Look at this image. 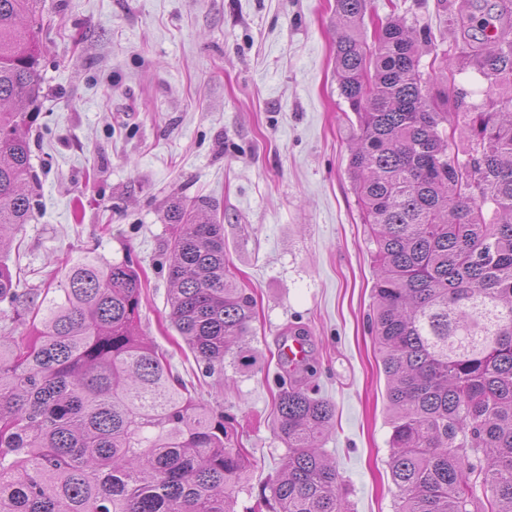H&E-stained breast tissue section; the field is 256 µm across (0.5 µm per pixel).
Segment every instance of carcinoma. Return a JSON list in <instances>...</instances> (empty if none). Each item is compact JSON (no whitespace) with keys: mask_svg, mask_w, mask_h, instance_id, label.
Listing matches in <instances>:
<instances>
[{"mask_svg":"<svg viewBox=\"0 0 512 512\" xmlns=\"http://www.w3.org/2000/svg\"><path fill=\"white\" fill-rule=\"evenodd\" d=\"M40 0H0V254L28 223L37 181L24 116L40 93ZM371 0H335L349 158L376 249L372 331L387 377L397 512H512V0H462L461 57L499 93L449 111L446 51L397 6L366 48ZM498 31L502 36L491 35ZM431 57L428 65L422 58ZM169 248L170 322L200 369L241 346L255 299L224 259V225L181 203ZM58 288L0 302L33 332L0 330V512H237L250 459L224 414L193 396L137 332L140 276L85 253ZM274 431L287 448L268 512H346L321 449L335 404L278 356Z\"/></svg>","mask_w":512,"mask_h":512,"instance_id":"carcinoma-1","label":"carcinoma"}]
</instances>
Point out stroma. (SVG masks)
<instances>
[{
  "label": "stroma",
  "instance_id": "stroma-1",
  "mask_svg": "<svg viewBox=\"0 0 512 512\" xmlns=\"http://www.w3.org/2000/svg\"><path fill=\"white\" fill-rule=\"evenodd\" d=\"M440 27L437 0H396ZM53 30L27 106L38 204L8 264L44 288L66 255L141 269L140 330L196 396L232 418L250 453L240 505L275 477L282 334L308 332L310 388L336 405L323 451L347 512H397L386 379L367 325L375 249L348 170L352 129L336 79L334 0H41ZM224 226V253L257 300V359L202 376L169 322L172 202Z\"/></svg>",
  "mask_w": 512,
  "mask_h": 512
}]
</instances>
